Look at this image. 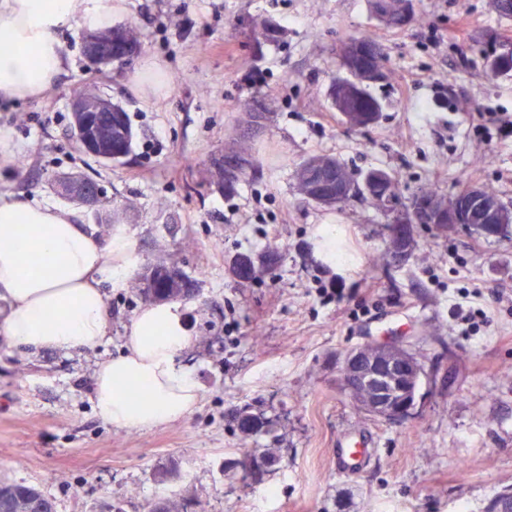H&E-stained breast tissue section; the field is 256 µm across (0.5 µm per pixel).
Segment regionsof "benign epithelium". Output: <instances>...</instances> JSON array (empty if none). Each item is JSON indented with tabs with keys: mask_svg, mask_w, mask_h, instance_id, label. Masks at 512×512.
Wrapping results in <instances>:
<instances>
[{
	"mask_svg": "<svg viewBox=\"0 0 512 512\" xmlns=\"http://www.w3.org/2000/svg\"><path fill=\"white\" fill-rule=\"evenodd\" d=\"M84 49L88 58L98 65L113 63L112 36L96 32L84 36ZM366 49L359 43L349 44L344 51L342 70L348 79L336 80V86L345 92L336 94V110L344 118L353 116L350 108L366 96L365 86L381 80V70L364 65ZM116 103L112 98L84 86L73 93L71 112L73 138L81 149L100 163H120L126 155L112 153V143L99 137L92 113H112ZM84 188L68 196L84 206H97L100 193L96 182L82 177ZM373 197L380 192L392 198L387 203L386 214L393 225L392 235L403 237L412 233L414 224H465L487 237L497 236V225L509 222L500 201L485 194L484 188L470 186L462 193L439 202H430L419 195L409 200H395L398 191L389 183L386 171L372 169L362 178L336 181L332 191L314 190L310 199L321 206H334L356 191ZM339 380L343 393L370 415L385 420L407 418L416 402V390L423 375V367L414 355L400 344L376 343L346 350L337 361Z\"/></svg>",
	"mask_w": 512,
	"mask_h": 512,
	"instance_id": "7a95c632",
	"label": "benign epithelium"
}]
</instances>
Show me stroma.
Listing matches in <instances>:
<instances>
[{
	"mask_svg": "<svg viewBox=\"0 0 512 512\" xmlns=\"http://www.w3.org/2000/svg\"><path fill=\"white\" fill-rule=\"evenodd\" d=\"M487 0H414V21L386 27L370 0H124L114 24L135 23L140 52L124 64H91L82 27L66 31L71 57L53 86L29 100L0 101V193L68 201L56 179H95L104 203L131 202L122 225L135 260L107 290L109 332L71 353L16 347L0 337V480L36 487L56 512H145L160 497L193 512H485L512 490V232L487 239L461 228L418 224L419 248L403 265L384 262L387 218L355 197L325 208L302 202L295 169L329 155L354 175L396 172L403 197L458 175L493 187L512 208V72H491L492 35L512 37V16ZM272 19L280 44L255 52V21ZM367 32L387 53L388 80L369 85L383 104L366 130L347 128L330 98L336 49ZM95 87L127 112L134 133L126 163L81 154L71 134V94ZM277 108L254 136L258 159L234 193L211 178L251 101ZM336 227L339 256L319 254L323 225ZM277 245L279 261L251 283L229 266L241 253ZM177 264L200 282L181 301L194 345L180 356L198 385L185 419L117 429L92 401L97 365L126 349L144 307L139 276L150 262ZM339 288L342 299L327 297ZM463 302L473 323L454 318ZM395 340L422 363L412 415L372 416L342 392L341 352ZM263 423L247 435L238 415ZM347 431L371 439L359 474L337 472ZM275 466L251 474L249 453ZM176 464V479L158 471Z\"/></svg>",
	"mask_w": 512,
	"mask_h": 512,
	"instance_id": "1",
	"label": "stroma"
}]
</instances>
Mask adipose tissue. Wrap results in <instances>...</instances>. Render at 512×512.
<instances>
[{"mask_svg": "<svg viewBox=\"0 0 512 512\" xmlns=\"http://www.w3.org/2000/svg\"><path fill=\"white\" fill-rule=\"evenodd\" d=\"M112 0H0V98L48 91L67 51L62 30L111 26ZM133 253L124 235L100 240L77 213L46 201L0 194V336L11 344L70 352L92 349L107 334L102 283L122 279ZM193 342L175 303H157L134 318L128 351L101 362L92 399L112 427L170 423L198 402L195 382L178 362ZM147 390L138 398L139 390Z\"/></svg>", "mask_w": 512, "mask_h": 512, "instance_id": "ef3b65f1", "label": "adipose tissue"}]
</instances>
